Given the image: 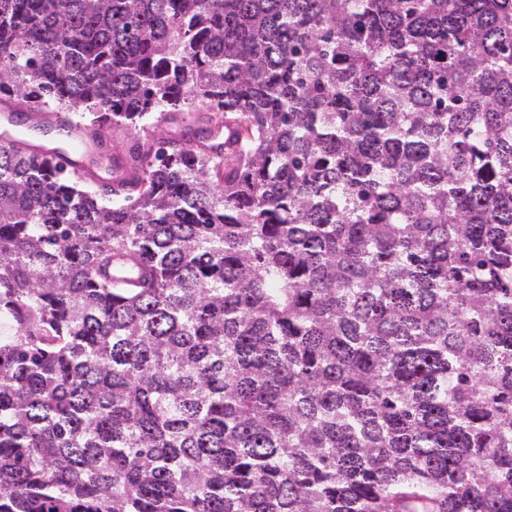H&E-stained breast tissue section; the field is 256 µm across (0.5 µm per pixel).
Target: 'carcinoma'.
Listing matches in <instances>:
<instances>
[{"instance_id":"1","label":"carcinoma","mask_w":512,"mask_h":512,"mask_svg":"<svg viewBox=\"0 0 512 512\" xmlns=\"http://www.w3.org/2000/svg\"><path fill=\"white\" fill-rule=\"evenodd\" d=\"M0 94L173 129L0 144V512H512V0H0ZM48 121V126L45 127L47 133H44L47 145H43L40 152L62 161L67 166L80 169L83 158L89 153L84 140L86 137H90L97 144L102 135L89 133L81 125L71 122L61 115H55ZM68 146H72L73 149L62 150ZM105 138L103 140V143L100 147V152L98 154L86 157L84 159V166L86 168H89L91 170H97L99 174H103L100 172L99 169V157L102 158V163L105 166L106 159L109 156H112V152L114 154H120L126 162L130 161L129 156V150H131V147L133 145L134 138H141L142 141L144 139L160 136H166L169 132V127L162 125L160 127H156L155 125H152L150 128L148 127L145 131L138 132V137H134V135L127 130L125 127L118 126V127H107ZM98 168V169H97Z\"/></svg>"}]
</instances>
